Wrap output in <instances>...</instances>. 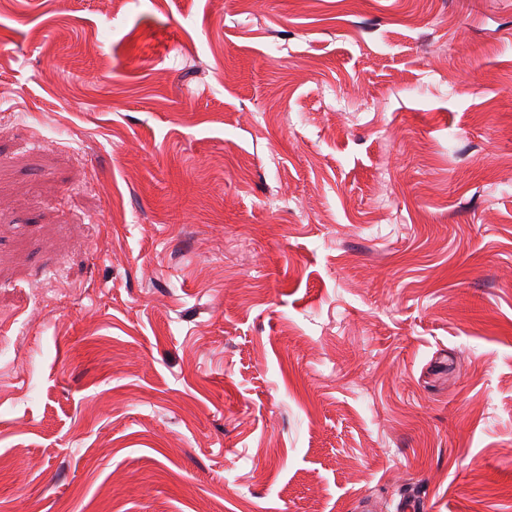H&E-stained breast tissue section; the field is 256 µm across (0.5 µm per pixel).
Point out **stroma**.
Returning a JSON list of instances; mask_svg holds the SVG:
<instances>
[{"label": "stroma", "mask_w": 512, "mask_h": 512, "mask_svg": "<svg viewBox=\"0 0 512 512\" xmlns=\"http://www.w3.org/2000/svg\"><path fill=\"white\" fill-rule=\"evenodd\" d=\"M512 512V0H0V512Z\"/></svg>", "instance_id": "stroma-1"}]
</instances>
